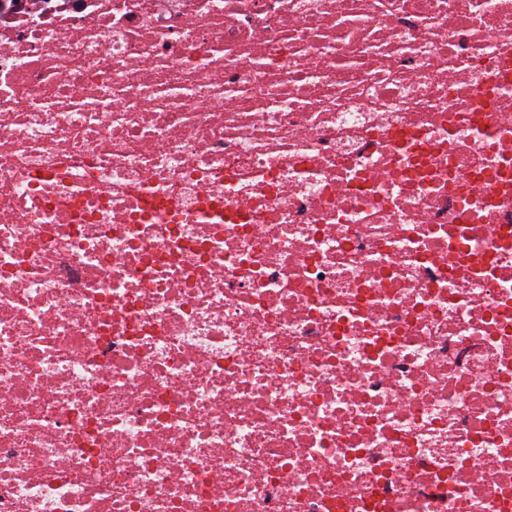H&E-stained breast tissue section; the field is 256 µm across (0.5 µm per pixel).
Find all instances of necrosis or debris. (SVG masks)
Here are the masks:
<instances>
[{
  "instance_id": "1",
  "label": "necrosis or debris",
  "mask_w": 512,
  "mask_h": 512,
  "mask_svg": "<svg viewBox=\"0 0 512 512\" xmlns=\"http://www.w3.org/2000/svg\"><path fill=\"white\" fill-rule=\"evenodd\" d=\"M0 512H512V0H0Z\"/></svg>"
}]
</instances>
